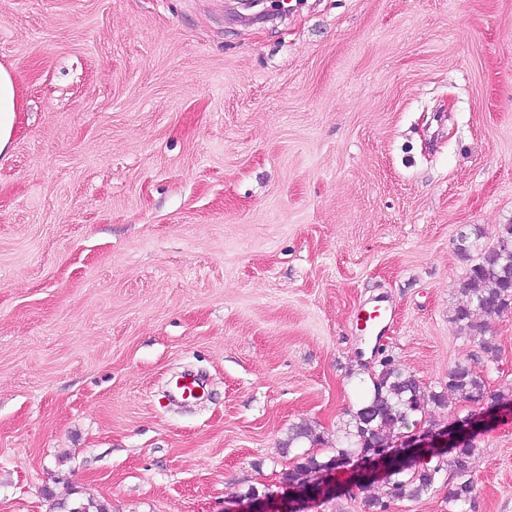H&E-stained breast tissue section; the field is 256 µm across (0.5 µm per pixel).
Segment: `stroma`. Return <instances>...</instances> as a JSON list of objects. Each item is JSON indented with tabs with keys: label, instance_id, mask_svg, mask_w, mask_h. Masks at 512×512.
I'll return each instance as SVG.
<instances>
[{
	"label": "stroma",
	"instance_id": "1",
	"mask_svg": "<svg viewBox=\"0 0 512 512\" xmlns=\"http://www.w3.org/2000/svg\"><path fill=\"white\" fill-rule=\"evenodd\" d=\"M0 0L24 98L0 158V512H370L296 501L381 359L437 391L479 339L462 232L512 224V0ZM385 300L378 344L356 322ZM512 391V310L485 318ZM198 375V401L169 382ZM472 512H512V411ZM457 482L389 512H448Z\"/></svg>",
	"mask_w": 512,
	"mask_h": 512
}]
</instances>
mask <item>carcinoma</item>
<instances>
[{
    "label": "carcinoma",
    "mask_w": 512,
    "mask_h": 512,
    "mask_svg": "<svg viewBox=\"0 0 512 512\" xmlns=\"http://www.w3.org/2000/svg\"><path fill=\"white\" fill-rule=\"evenodd\" d=\"M457 251L470 261L462 291L468 296V304L454 309L451 322L459 329L475 335L482 334V325L473 320L474 312L485 316H498L512 309V224L500 229L498 244L490 249L480 243V235L461 234ZM480 348L486 365H495L500 359L501 349L492 339L481 337ZM372 387L368 395L352 414V428L345 432L343 440L336 445V454L323 460L309 451L297 455L295 470L284 474L286 480H297L312 475L311 483L318 482L323 473L345 466L349 460L372 448L389 443L396 430L407 428L409 423L423 421L431 431L440 429V423L428 418V408L445 406L449 397L459 401L480 403L507 400L506 395L494 393L487 387L482 372L469 365L458 364L448 371V382L440 392L428 391L391 360L381 361V369L371 372ZM313 444L312 428L297 424L291 428L286 446L292 448L302 440ZM453 465L459 481L448 491L450 512H467L472 500L473 480L468 477V459L474 453L473 444L462 439L454 448ZM444 470V459L405 472L387 481L385 495L388 500L367 498L372 512H387L389 503L395 500H417L428 493Z\"/></svg>",
    "instance_id": "obj_1"
}]
</instances>
